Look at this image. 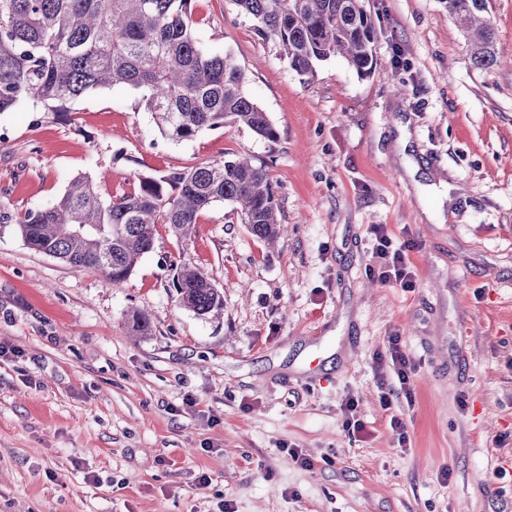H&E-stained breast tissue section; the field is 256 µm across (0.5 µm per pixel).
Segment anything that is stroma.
Segmentation results:
<instances>
[{
  "label": "stroma",
  "mask_w": 512,
  "mask_h": 512,
  "mask_svg": "<svg viewBox=\"0 0 512 512\" xmlns=\"http://www.w3.org/2000/svg\"><path fill=\"white\" fill-rule=\"evenodd\" d=\"M366 6L372 73L336 56L304 76L230 0H191L195 36L245 71L273 142L231 124L170 140L127 86L63 118L0 115L13 219L84 174L118 196L243 157L268 169L285 227L268 247L227 203L185 241L158 225L114 288L0 222V512H512V0H490L510 63L487 70L444 0ZM374 224L414 242V288L371 274ZM180 260L223 292L220 320L180 306ZM134 309L151 335L131 334ZM394 342L415 365L407 392L375 360Z\"/></svg>",
  "instance_id": "stroma-1"
}]
</instances>
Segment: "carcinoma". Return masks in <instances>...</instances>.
<instances>
[{"label": "carcinoma", "instance_id": "1", "mask_svg": "<svg viewBox=\"0 0 512 512\" xmlns=\"http://www.w3.org/2000/svg\"><path fill=\"white\" fill-rule=\"evenodd\" d=\"M190 0H0V114L26 102L62 112L89 90L125 85L141 92L161 133L190 140L225 124L268 141L278 137L267 112L249 98L244 72L227 56L206 53L194 36ZM261 36L274 38L289 67L312 75L343 56L361 75L375 67L376 26L365 0H232ZM470 37L473 65L497 63L489 0H444ZM229 203L252 235L269 244L284 232L268 170L246 158H224L142 176L130 194L102 196L96 181L75 178L52 204L17 219L25 244L117 287L154 246L156 226L191 237L199 215ZM182 305L217 319L224 295L197 267L175 265ZM149 336L147 314L128 317Z\"/></svg>", "mask_w": 512, "mask_h": 512}]
</instances>
